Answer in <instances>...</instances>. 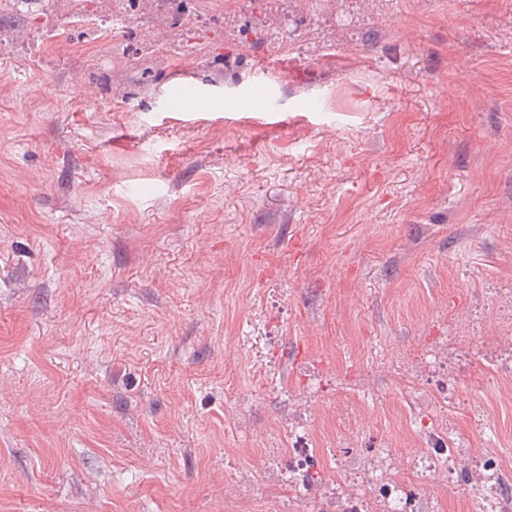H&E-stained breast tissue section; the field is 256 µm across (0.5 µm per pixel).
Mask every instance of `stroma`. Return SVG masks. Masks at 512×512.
Listing matches in <instances>:
<instances>
[{"instance_id": "obj_1", "label": "stroma", "mask_w": 512, "mask_h": 512, "mask_svg": "<svg viewBox=\"0 0 512 512\" xmlns=\"http://www.w3.org/2000/svg\"><path fill=\"white\" fill-rule=\"evenodd\" d=\"M43 3L0 0V512H483L512 0Z\"/></svg>"}]
</instances>
